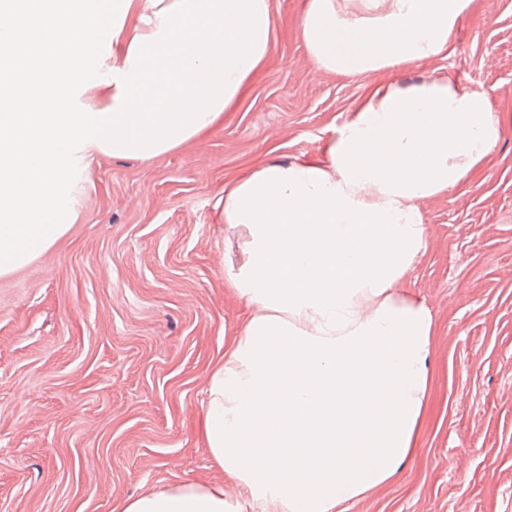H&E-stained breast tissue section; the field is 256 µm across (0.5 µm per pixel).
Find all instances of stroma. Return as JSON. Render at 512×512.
<instances>
[{"mask_svg": "<svg viewBox=\"0 0 512 512\" xmlns=\"http://www.w3.org/2000/svg\"><path fill=\"white\" fill-rule=\"evenodd\" d=\"M304 2L271 0L274 52L221 123L151 159L98 155L76 221L0 277V512H112L183 482L240 498L203 430L213 364L253 312L225 275L248 240L225 185L324 160L381 84L451 77L512 113V0H470L446 54L364 76L313 62ZM420 210L400 288L434 327L412 455L336 512H512V125Z\"/></svg>", "mask_w": 512, "mask_h": 512, "instance_id": "35a3bbf8", "label": "stroma"}]
</instances>
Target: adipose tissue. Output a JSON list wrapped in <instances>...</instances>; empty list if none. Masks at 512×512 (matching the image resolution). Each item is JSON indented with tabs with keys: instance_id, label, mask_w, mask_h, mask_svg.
I'll return each instance as SVG.
<instances>
[{
	"instance_id": "ef3b65f1",
	"label": "adipose tissue",
	"mask_w": 512,
	"mask_h": 512,
	"mask_svg": "<svg viewBox=\"0 0 512 512\" xmlns=\"http://www.w3.org/2000/svg\"><path fill=\"white\" fill-rule=\"evenodd\" d=\"M468 5L306 0L299 33L320 68L361 76L440 56ZM273 49L271 0H0V276L74 223L94 156L147 159L205 133ZM504 123L452 78L388 84L325 161L225 187L224 221L250 237L226 276L254 312L212 369L204 428L257 512H336L410 458L434 324L398 289L425 243L419 205L460 184ZM118 512L240 509L185 482Z\"/></svg>"
}]
</instances>
